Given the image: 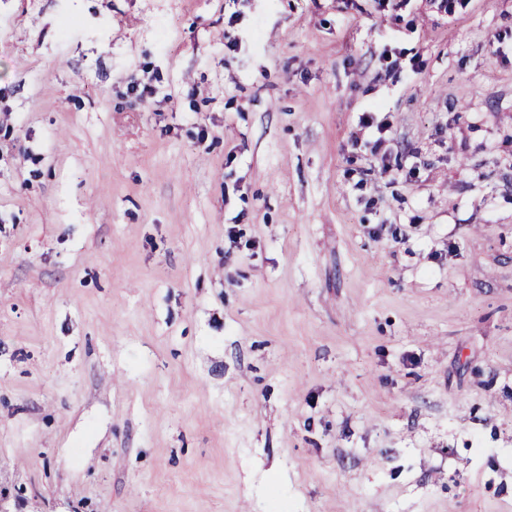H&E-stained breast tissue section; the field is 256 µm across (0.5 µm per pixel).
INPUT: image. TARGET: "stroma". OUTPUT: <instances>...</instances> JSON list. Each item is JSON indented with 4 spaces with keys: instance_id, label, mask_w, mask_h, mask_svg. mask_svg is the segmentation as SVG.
I'll list each match as a JSON object with an SVG mask.
<instances>
[{
    "instance_id": "obj_1",
    "label": "stroma",
    "mask_w": 512,
    "mask_h": 512,
    "mask_svg": "<svg viewBox=\"0 0 512 512\" xmlns=\"http://www.w3.org/2000/svg\"><path fill=\"white\" fill-rule=\"evenodd\" d=\"M0 506L512 512V0H0Z\"/></svg>"
}]
</instances>
